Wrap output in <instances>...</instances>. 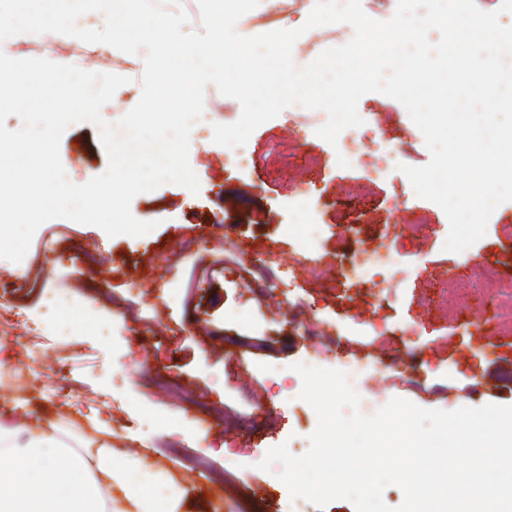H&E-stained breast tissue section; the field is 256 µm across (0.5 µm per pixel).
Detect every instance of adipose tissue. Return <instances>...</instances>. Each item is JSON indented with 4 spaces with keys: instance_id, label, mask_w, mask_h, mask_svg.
Here are the masks:
<instances>
[{
    "instance_id": "adipose-tissue-1",
    "label": "adipose tissue",
    "mask_w": 512,
    "mask_h": 512,
    "mask_svg": "<svg viewBox=\"0 0 512 512\" xmlns=\"http://www.w3.org/2000/svg\"><path fill=\"white\" fill-rule=\"evenodd\" d=\"M187 499L109 447L82 452L55 428L0 423V512H185Z\"/></svg>"
}]
</instances>
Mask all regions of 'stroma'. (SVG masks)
Masks as SVG:
<instances>
[{
  "instance_id": "obj_1",
  "label": "stroma",
  "mask_w": 512,
  "mask_h": 512,
  "mask_svg": "<svg viewBox=\"0 0 512 512\" xmlns=\"http://www.w3.org/2000/svg\"><path fill=\"white\" fill-rule=\"evenodd\" d=\"M357 111L366 122L391 114L395 135L406 143L404 164L429 162L424 137L399 101L368 93ZM212 136L202 121L190 134L198 193L165 183L133 199L134 217L156 224L147 235L111 238L99 227L55 218L38 228L21 263L0 259V320L12 326L0 335V361L15 364L35 327L48 353L61 348L68 358L57 379H29L5 400L14 419L53 423L73 447L93 452L104 443L127 461L163 471L197 498L199 512H294L286 485L258 464L280 444L309 445L317 416L300 399L302 380L292 369L308 360L297 324L309 314L335 318L339 281H312L303 265H291L297 245L287 227L297 223L298 193L307 188L321 210L322 243L310 258L328 265L344 189L363 171L340 167L335 148L292 107L252 133L254 166L233 165ZM60 156L76 184L108 166L99 130L89 122L66 129ZM413 194L397 169L372 183L359 238L375 242ZM427 222L426 235L399 237L393 286L361 290L359 313L410 326L413 347L407 369L388 382L365 375L360 401L378 409L399 397L445 411L512 405V390L469 392L512 363V338H491L492 353L484 355L480 341L461 345L460 330L443 312L419 306L430 285L451 276L467 283L471 301L486 297L475 274L505 258L499 227L512 224V202L500 205L486 235L461 253L444 249L449 222L438 205L428 204ZM185 237L203 242L194 259L153 261L155 252ZM272 279L277 288L261 289ZM250 281L259 285L252 293ZM415 362L420 372L412 371ZM160 375L177 377L194 402L162 398L154 385ZM57 382L66 403L44 395Z\"/></svg>"
}]
</instances>
